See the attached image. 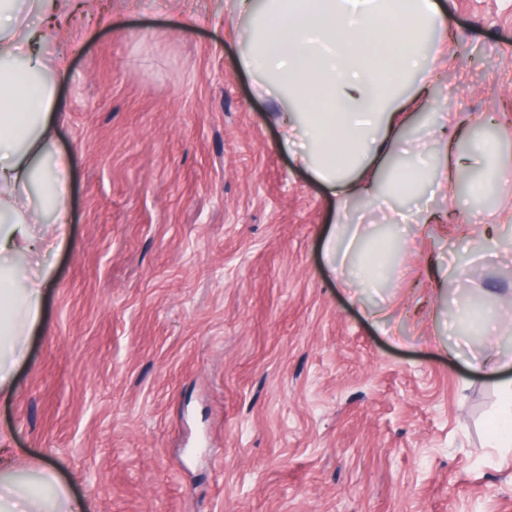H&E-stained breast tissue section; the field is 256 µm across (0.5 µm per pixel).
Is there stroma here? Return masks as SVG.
I'll list each match as a JSON object with an SVG mask.
<instances>
[{"label": "stroma", "mask_w": 512, "mask_h": 512, "mask_svg": "<svg viewBox=\"0 0 512 512\" xmlns=\"http://www.w3.org/2000/svg\"><path fill=\"white\" fill-rule=\"evenodd\" d=\"M438 3L433 95L493 116L509 176L476 203L448 160L429 207L455 221L403 237L369 293L330 272L336 205L243 65L250 18L87 0L58 41L69 232L21 266L47 278L43 311L0 396L15 479L49 465L84 512H512L500 397L477 325L453 321L479 307L512 351V248L479 256L512 210V0Z\"/></svg>", "instance_id": "35a3bbf8"}]
</instances>
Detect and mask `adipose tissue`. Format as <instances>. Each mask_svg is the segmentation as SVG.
<instances>
[{
	"mask_svg": "<svg viewBox=\"0 0 512 512\" xmlns=\"http://www.w3.org/2000/svg\"><path fill=\"white\" fill-rule=\"evenodd\" d=\"M62 0H0V300L10 309V335L0 337V393L13 387L24 350L20 339L41 316L38 279L20 281L15 260L41 244L34 226L50 215L58 234L68 224L70 159L56 149L53 111L57 91L51 75L65 69L51 45L60 28ZM253 42L247 67L269 78L292 107L283 145L336 200L339 220L327 238L331 272L361 288L378 287L389 263L384 240L362 225L343 232L353 200L377 206L394 197L415 198L442 187V157L428 140L402 134L408 100L427 92L428 33L443 26L435 0H263L252 8ZM42 19L32 29L30 17ZM456 320L477 319L490 350L482 364L502 389L493 444L512 447V354L497 351L502 334L469 306ZM49 495L33 493L0 472V512H81L79 500L49 469H42Z\"/></svg>",
	"mask_w": 512,
	"mask_h": 512,
	"instance_id": "ef3b65f1",
	"label": "adipose tissue"
}]
</instances>
